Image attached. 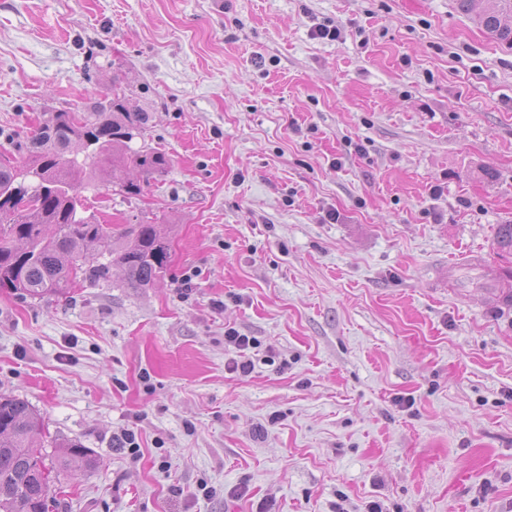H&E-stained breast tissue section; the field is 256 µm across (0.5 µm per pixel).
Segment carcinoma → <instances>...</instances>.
Masks as SVG:
<instances>
[{
  "label": "carcinoma",
  "mask_w": 512,
  "mask_h": 512,
  "mask_svg": "<svg viewBox=\"0 0 512 512\" xmlns=\"http://www.w3.org/2000/svg\"><path fill=\"white\" fill-rule=\"evenodd\" d=\"M458 8L498 40L512 45V0H456ZM150 113L116 88L79 112H46L21 149L29 164L0 161V288L30 298L64 295L86 271L105 279L112 263L125 273L127 286L152 285L170 261L168 238L154 224H133L120 249L112 247V228L81 215V185L131 162L149 175L169 166L157 149L132 150L130 143L147 127ZM87 151L91 167L71 156ZM113 261L88 265L87 246ZM45 424L28 401L0 395V512H48L51 473L74 467L93 472L98 461L78 443L62 455L49 454L41 438Z\"/></svg>",
  "instance_id": "carcinoma-1"
}]
</instances>
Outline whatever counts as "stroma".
I'll return each mask as SVG.
<instances>
[{
  "label": "stroma",
  "instance_id": "stroma-1",
  "mask_svg": "<svg viewBox=\"0 0 512 512\" xmlns=\"http://www.w3.org/2000/svg\"><path fill=\"white\" fill-rule=\"evenodd\" d=\"M115 88L170 164L81 194L166 270L0 289V393L99 461L51 512H512V46L456 0H0V154Z\"/></svg>",
  "mask_w": 512,
  "mask_h": 512
}]
</instances>
